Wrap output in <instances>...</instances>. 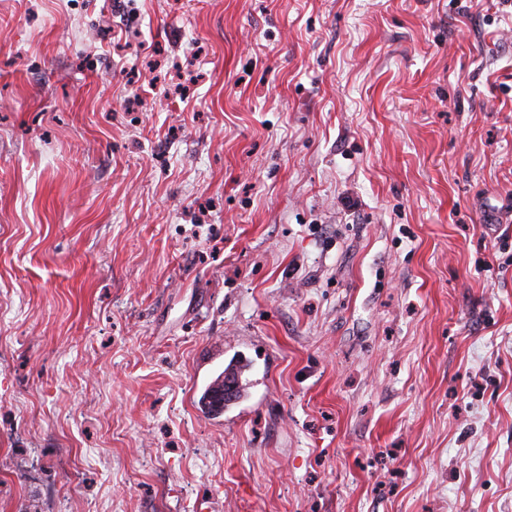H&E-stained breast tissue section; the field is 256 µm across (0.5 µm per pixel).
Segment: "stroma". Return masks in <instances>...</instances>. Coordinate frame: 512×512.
<instances>
[{"label": "stroma", "instance_id": "35a3bbf8", "mask_svg": "<svg viewBox=\"0 0 512 512\" xmlns=\"http://www.w3.org/2000/svg\"><path fill=\"white\" fill-rule=\"evenodd\" d=\"M0 512H512V0H0Z\"/></svg>", "mask_w": 512, "mask_h": 512}]
</instances>
